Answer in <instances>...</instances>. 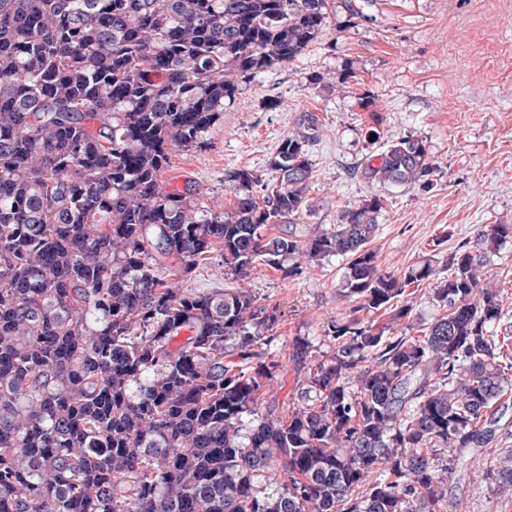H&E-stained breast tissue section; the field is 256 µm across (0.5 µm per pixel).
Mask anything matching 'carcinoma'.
Listing matches in <instances>:
<instances>
[{"mask_svg": "<svg viewBox=\"0 0 512 512\" xmlns=\"http://www.w3.org/2000/svg\"><path fill=\"white\" fill-rule=\"evenodd\" d=\"M335 0H0V512H449L442 474L486 466L512 496L500 424L511 336L479 272L512 240L490 224L448 258L383 273V200L303 224V112L262 169L231 168L232 211L162 174L202 148L239 83L294 62ZM370 184L434 188L423 141L385 144ZM271 224H295L286 236ZM222 249L243 280L262 261L346 260L340 296L368 313L443 270L444 314L419 336L332 321L333 352L288 419L264 402L278 321L250 289L183 281ZM239 361L224 363L228 353ZM270 473L273 488L257 486Z\"/></svg>", "mask_w": 512, "mask_h": 512, "instance_id": "obj_1", "label": "carcinoma"}]
</instances>
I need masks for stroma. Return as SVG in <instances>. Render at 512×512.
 I'll list each match as a JSON object with an SVG mask.
<instances>
[{"instance_id": "stroma-1", "label": "stroma", "mask_w": 512, "mask_h": 512, "mask_svg": "<svg viewBox=\"0 0 512 512\" xmlns=\"http://www.w3.org/2000/svg\"><path fill=\"white\" fill-rule=\"evenodd\" d=\"M359 18L337 8L321 36L292 64L241 83L207 145L172 156L162 179L196 189L211 209L234 207L229 168L265 167L300 113L319 116L309 149L308 224L330 225L344 208L377 194L385 199L371 243L381 271L400 274L433 252L448 256L487 224H512V0H355ZM379 141H371L370 132ZM423 140L437 166L434 188L371 185L355 169L382 144ZM346 263L303 262L300 272L255 265L246 279L220 275L201 261L190 289L246 286L280 317L262 345L278 361L267 398L289 403L308 363L292 357L296 337L329 351L328 325L362 319L339 295ZM487 282L498 288L502 329L512 331V242L491 256ZM453 512H512L484 466L448 476Z\"/></svg>"}]
</instances>
